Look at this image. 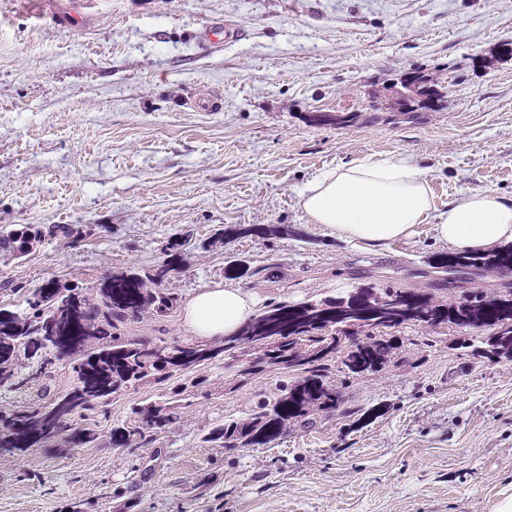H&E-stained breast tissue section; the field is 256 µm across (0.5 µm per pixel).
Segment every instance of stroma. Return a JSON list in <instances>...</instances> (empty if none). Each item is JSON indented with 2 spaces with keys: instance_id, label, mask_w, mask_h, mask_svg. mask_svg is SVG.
Here are the masks:
<instances>
[{
  "instance_id": "obj_1",
  "label": "stroma",
  "mask_w": 512,
  "mask_h": 512,
  "mask_svg": "<svg viewBox=\"0 0 512 512\" xmlns=\"http://www.w3.org/2000/svg\"><path fill=\"white\" fill-rule=\"evenodd\" d=\"M240 32L211 49L212 22ZM512 0H0V235L28 226L23 257L0 251V310L49 280L88 293L122 271L153 272L179 304L122 334L190 343L183 303L250 268L262 306L377 288L444 303L512 289V269H440L453 249L433 224L353 245L309 223L299 192L321 170L405 156L433 205L493 191L512 200ZM413 68L447 83L438 109L372 110V92ZM351 114L345 125L316 113ZM253 234H235L238 226ZM396 359L333 372L339 402L268 447L227 452L202 437L276 397L294 373L239 384L230 354L147 448H116L133 406L189 385L176 372L77 419L95 448L64 438L0 449V512H493L512 493V361L478 356L476 330L391 329Z\"/></svg>"
}]
</instances>
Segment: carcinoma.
Instances as JSON below:
<instances>
[{"mask_svg":"<svg viewBox=\"0 0 512 512\" xmlns=\"http://www.w3.org/2000/svg\"><path fill=\"white\" fill-rule=\"evenodd\" d=\"M32 235L10 233L3 245L10 253L23 254ZM465 260L470 266L491 270L512 267V248L490 258L471 254L440 260ZM180 253L167 252V258L154 272L141 275L121 272L104 278L96 290L82 295L73 288L49 280L32 292L28 310L0 313V392L20 393L40 379L59 357H74V386L36 409L0 406V448L24 451L62 432L77 448H93L99 433L93 428L75 426V418L107 406L121 391L145 382L161 383L175 372H198L226 349H235L245 364L244 375L295 368L297 380L280 389L274 403H260L243 418L219 420L204 436L225 451L265 448L281 437L291 424H307L319 411L336 409V388L328 383L338 367L351 374L381 371L393 357L388 330L408 322L438 328L452 323L483 331L485 352L512 361V289L490 294H467L460 301L444 304L428 294L405 288L380 292L382 313L375 312L368 300L373 287L357 294L306 302L299 305L275 304L255 316L240 335L224 340L222 346L203 342L169 344L123 336L118 324L146 313L163 314L174 307L177 298L161 288L162 282L180 268ZM346 306L362 313L361 323L336 314ZM359 344L345 345L359 333ZM201 376L171 394L132 409V416L112 428V447H141L151 444L155 433L179 422L182 409L190 405L192 389L205 385Z\"/></svg>","mask_w":512,"mask_h":512,"instance_id":"1","label":"carcinoma"}]
</instances>
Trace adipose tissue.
Here are the masks:
<instances>
[{"label":"adipose tissue","instance_id":"adipose-tissue-1","mask_svg":"<svg viewBox=\"0 0 512 512\" xmlns=\"http://www.w3.org/2000/svg\"><path fill=\"white\" fill-rule=\"evenodd\" d=\"M309 223L351 243L379 246L411 237L436 218L437 238L465 252L512 242V201L487 191L434 213L426 173L406 158H365L316 175L300 192ZM253 292L227 283L199 290L183 308V324L203 340L238 334L255 315Z\"/></svg>","mask_w":512,"mask_h":512}]
</instances>
